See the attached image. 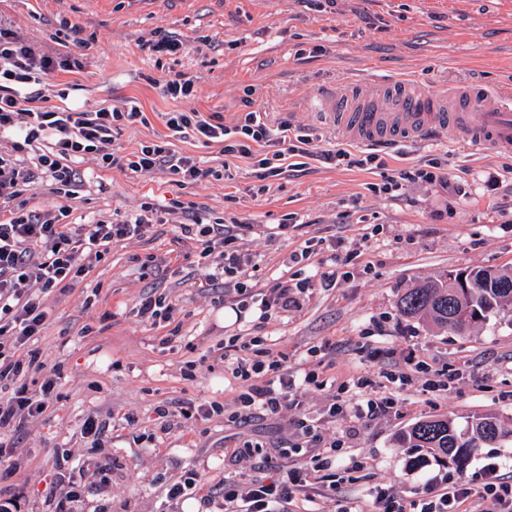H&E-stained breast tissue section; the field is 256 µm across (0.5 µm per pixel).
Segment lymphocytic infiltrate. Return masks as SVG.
<instances>
[{"label": "lymphocytic infiltrate", "mask_w": 512, "mask_h": 512, "mask_svg": "<svg viewBox=\"0 0 512 512\" xmlns=\"http://www.w3.org/2000/svg\"><path fill=\"white\" fill-rule=\"evenodd\" d=\"M70 68V56L42 52L10 29L0 28V138L7 144L6 151L0 152V381L13 385L7 401L0 402V429L42 415L54 397L55 378H46L35 391L27 383L29 372L45 369L32 344L45 328L46 295L79 281L112 243L144 237L158 222L157 216L143 212L122 220L74 224L68 207L44 213L21 202V195L47 180L57 196L70 197L78 179L72 163L90 154L107 169L137 175L167 171L183 188L209 174L193 157L175 153L165 140L126 155L115 152L113 139L124 128L144 122L139 106L92 111L51 104L45 76ZM164 119L176 137L220 143L225 155L251 160L263 180L291 171V158L303 155L308 142L307 136L296 134L291 122L269 125L257 110L246 112L231 126L200 112H168ZM182 212L185 222L180 229L200 244L202 256H221L218 274L239 295L237 318L252 313L264 320L272 313L287 312L298 307L300 294L336 281L331 270L293 285L277 283L268 294L248 293L244 278L250 262L237 247L240 223L203 222L193 202L184 205ZM23 347L28 350L24 362L14 357ZM224 358L241 382L236 419L256 412L276 416L298 407L299 381L289 372L286 355L266 347L264 337H229ZM387 380L394 387L387 396L367 392L366 381L357 380L356 395L330 404L328 418L350 416L360 421L398 412V393L411 385L412 378L401 373L388 375ZM294 427L297 441L288 448L294 462L288 467H280L262 445L247 442L225 449L224 464L253 460L260 477L245 485L228 477L206 493L197 474L190 472L166 484L167 501L196 498L203 512H317L314 503L319 499L336 503L337 512H468L471 498L477 495L488 501L489 512H512V478L504 475L502 463L493 457L480 463L476 479H432L411 501L393 488L378 486L370 494L371 510L354 501L337 503L336 476L329 468L345 461V442H325L317 426L303 419L295 421ZM84 499L81 482L68 476L65 467H58L45 500L48 512H82Z\"/></svg>", "instance_id": "f902f5d3"}]
</instances>
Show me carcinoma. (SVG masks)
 I'll list each match as a JSON object with an SVG mask.
<instances>
[{"label":"carcinoma","mask_w":512,"mask_h":512,"mask_svg":"<svg viewBox=\"0 0 512 512\" xmlns=\"http://www.w3.org/2000/svg\"><path fill=\"white\" fill-rule=\"evenodd\" d=\"M512 274L491 269H473L467 277L472 288L455 293L451 280L423 283L399 300L400 312L407 317L427 315L433 322L451 331L461 332L472 324V315L480 312L482 318L501 304L512 301V294H504L496 282ZM512 441V430L504 428L493 414H485L464 429L452 426L446 418L419 420L405 431L400 441L416 449H432L459 467L464 466L483 443L499 440Z\"/></svg>","instance_id":"1"}]
</instances>
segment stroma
<instances>
[{
  "label": "stroma",
  "mask_w": 512,
  "mask_h": 512,
  "mask_svg": "<svg viewBox=\"0 0 512 512\" xmlns=\"http://www.w3.org/2000/svg\"><path fill=\"white\" fill-rule=\"evenodd\" d=\"M0 23L49 53L77 65L46 78L64 105L97 110L133 101L147 123L123 130L114 147L126 155L168 138L165 113L196 110L233 123L252 97L271 122L291 121L312 138V151L363 146L327 128L313 109L327 86L353 84L361 95L406 78L440 94L478 82L512 92V0H0ZM187 41L175 56L140 50L157 31ZM183 72L195 95H162L158 79ZM169 139V138H168ZM172 141V140H171ZM213 177L181 189L164 171L138 176L78 160L81 182L68 202L77 224L162 212L165 224L142 238L111 245L104 258L65 292L52 293L37 346L57 379L44 414L24 420L0 465V498L19 499L18 512H45L41 492L66 451L72 460L107 470L93 486L85 512H161L163 486L197 471L204 487L224 476L255 477L249 464L225 467L224 451L258 442L274 448L288 424L305 415L324 436L344 435L363 466L337 470L340 496L363 500L376 486L416 498L435 475L471 478L484 458L512 466V444L478 449L464 469L428 453L416 461L399 436L414 422L448 417L466 426L491 413L512 428V304L464 332L400 315L397 301L427 280L475 268L512 270V148L484 154L454 149L447 133L411 144L378 147L380 166L361 170L308 160L303 172L259 181L251 161L225 159L218 143L172 141ZM435 168L451 192L418 181L402 194L384 191L397 171ZM195 202L204 221L236 218L245 228L238 246L252 265L249 286L270 292L276 283L322 272L335 257V285L314 288L297 308L272 314L257 335L288 356L296 376L315 369L329 385L301 386L298 409L258 416L234 427L223 414L180 417L179 409L206 402L234 411L240 388L224 367V341L246 322H227L233 308L223 286L201 288L214 268L198 243L182 234L177 202ZM289 223L287 235L267 241L263 229ZM317 247L304 264L288 258L308 241ZM173 308L160 324L137 310L147 293ZM317 356H309L311 347ZM425 361L432 374L451 375L447 390L429 392L424 380L403 391L400 412L358 425L324 420L340 383L370 378L381 391L391 371L411 372ZM174 410L164 424L158 406ZM106 425L102 442L81 432L87 414Z\"/></svg>",
  "instance_id": "stroma-1"
}]
</instances>
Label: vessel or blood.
Wrapping results in <instances>:
<instances>
[{
  "label": "vessel or blood",
  "mask_w": 512,
  "mask_h": 512,
  "mask_svg": "<svg viewBox=\"0 0 512 512\" xmlns=\"http://www.w3.org/2000/svg\"><path fill=\"white\" fill-rule=\"evenodd\" d=\"M315 110L329 128L361 145L418 141L432 132H447L487 151L512 148V97L471 84L452 97L396 79L383 93L366 98L355 89L320 92Z\"/></svg>",
  "instance_id": "obj_1"
}]
</instances>
